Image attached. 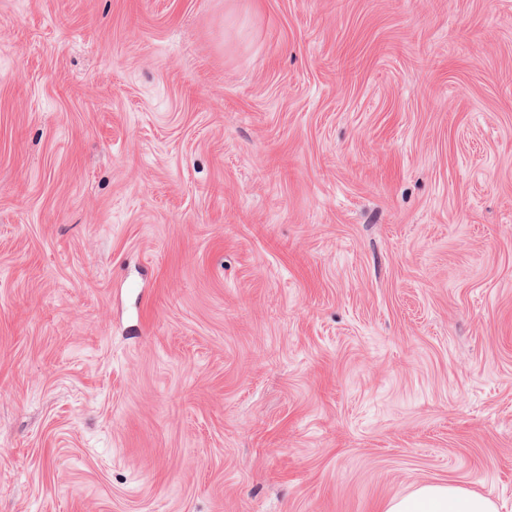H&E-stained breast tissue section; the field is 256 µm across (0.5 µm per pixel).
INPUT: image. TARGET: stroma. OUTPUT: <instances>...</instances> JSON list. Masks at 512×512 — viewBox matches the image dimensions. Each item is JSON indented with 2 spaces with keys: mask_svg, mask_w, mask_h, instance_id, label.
Wrapping results in <instances>:
<instances>
[{
  "mask_svg": "<svg viewBox=\"0 0 512 512\" xmlns=\"http://www.w3.org/2000/svg\"><path fill=\"white\" fill-rule=\"evenodd\" d=\"M512 512V0H0V512ZM382 512H498L490 497L450 483H425L387 501Z\"/></svg>",
  "mask_w": 512,
  "mask_h": 512,
  "instance_id": "obj_1",
  "label": "stroma"
}]
</instances>
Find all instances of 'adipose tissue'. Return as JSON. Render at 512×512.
<instances>
[{"label":"adipose tissue","instance_id":"1","mask_svg":"<svg viewBox=\"0 0 512 512\" xmlns=\"http://www.w3.org/2000/svg\"><path fill=\"white\" fill-rule=\"evenodd\" d=\"M382 512H498L490 497L450 483H425L387 501Z\"/></svg>","mask_w":512,"mask_h":512}]
</instances>
